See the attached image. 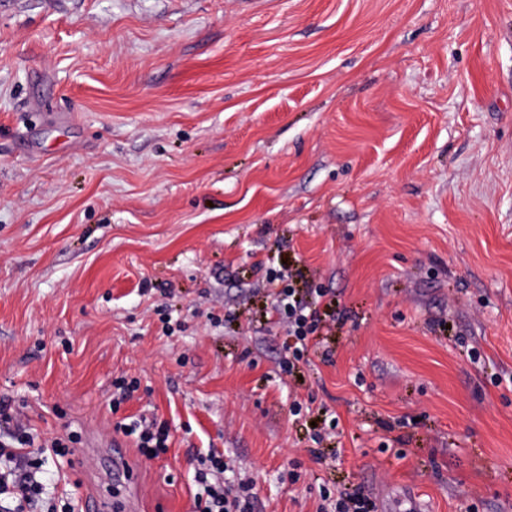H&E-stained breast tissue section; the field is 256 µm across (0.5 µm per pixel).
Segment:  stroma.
<instances>
[{
    "mask_svg": "<svg viewBox=\"0 0 512 512\" xmlns=\"http://www.w3.org/2000/svg\"><path fill=\"white\" fill-rule=\"evenodd\" d=\"M283 268L331 304L290 375ZM0 398L120 442L139 512H195L210 448L254 512H512V0H0ZM127 419L131 420L128 423H117L114 429L125 437L132 438L144 462L154 461L168 452L171 435L165 421H158L157 418L148 420L144 416L125 418ZM319 496L322 503L319 505L317 512H375L376 503L370 496L365 493L364 490H360L354 494H342L340 493L338 498L331 500V492L328 488H320ZM334 503V510H328L327 505ZM326 502L327 505H326Z\"/></svg>",
    "mask_w": 512,
    "mask_h": 512,
    "instance_id": "1",
    "label": "stroma"
}]
</instances>
